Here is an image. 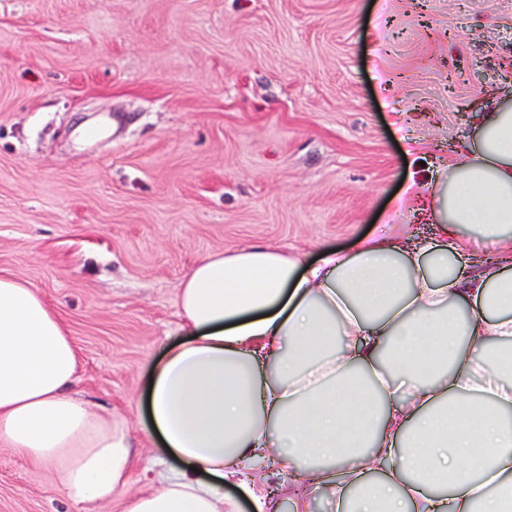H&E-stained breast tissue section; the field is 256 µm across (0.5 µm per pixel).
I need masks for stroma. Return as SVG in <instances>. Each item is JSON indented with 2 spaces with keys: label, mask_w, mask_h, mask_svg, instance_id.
Listing matches in <instances>:
<instances>
[{
  "label": "stroma",
  "mask_w": 512,
  "mask_h": 512,
  "mask_svg": "<svg viewBox=\"0 0 512 512\" xmlns=\"http://www.w3.org/2000/svg\"><path fill=\"white\" fill-rule=\"evenodd\" d=\"M511 81L512 0H0V274L58 309L79 390L123 418L126 496L180 466L142 399L187 270L409 223L403 186ZM0 512L122 506L0 447Z\"/></svg>",
  "instance_id": "35a3bbf8"
}]
</instances>
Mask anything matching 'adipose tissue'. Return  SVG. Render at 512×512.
<instances>
[{
	"mask_svg": "<svg viewBox=\"0 0 512 512\" xmlns=\"http://www.w3.org/2000/svg\"><path fill=\"white\" fill-rule=\"evenodd\" d=\"M479 109L447 172L417 194L429 235L383 227L353 251L255 245L206 256L178 294L183 337L149 381L147 440L186 462L123 512H502L512 495V84ZM482 239L493 249L479 257ZM320 347H312L313 339ZM79 354L38 289L0 275V447L73 503L129 481L122 420L74 397Z\"/></svg>",
	"mask_w": 512,
	"mask_h": 512,
	"instance_id": "ef3b65f1",
	"label": "adipose tissue"
}]
</instances>
